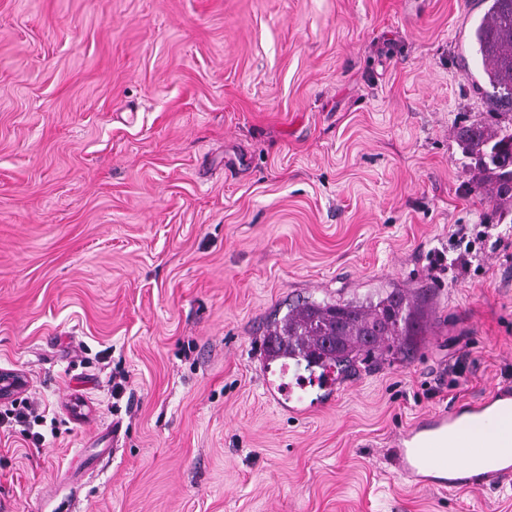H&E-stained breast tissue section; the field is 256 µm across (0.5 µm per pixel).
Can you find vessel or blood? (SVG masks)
I'll use <instances>...</instances> for the list:
<instances>
[{"instance_id":"b4317fda","label":"vessel or blood","mask_w":512,"mask_h":512,"mask_svg":"<svg viewBox=\"0 0 512 512\" xmlns=\"http://www.w3.org/2000/svg\"><path fill=\"white\" fill-rule=\"evenodd\" d=\"M492 419H512V390H493L473 405L467 419L436 413L398 439L394 465L416 487L465 491L512 477V434L487 435Z\"/></svg>"}]
</instances>
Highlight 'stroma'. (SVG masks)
Listing matches in <instances>:
<instances>
[{"instance_id":"obj_1","label":"stroma","mask_w":512,"mask_h":512,"mask_svg":"<svg viewBox=\"0 0 512 512\" xmlns=\"http://www.w3.org/2000/svg\"><path fill=\"white\" fill-rule=\"evenodd\" d=\"M485 0H0V512H512L395 438L512 387V211L458 130ZM474 246L461 265L452 235ZM398 288L424 334L264 394L303 301ZM127 376L112 400L113 378ZM44 412L45 410L40 411V408L28 399H16L11 404V409L0 412V428L22 427V433L37 447L45 440L43 433L36 430L45 422Z\"/></svg>"}]
</instances>
